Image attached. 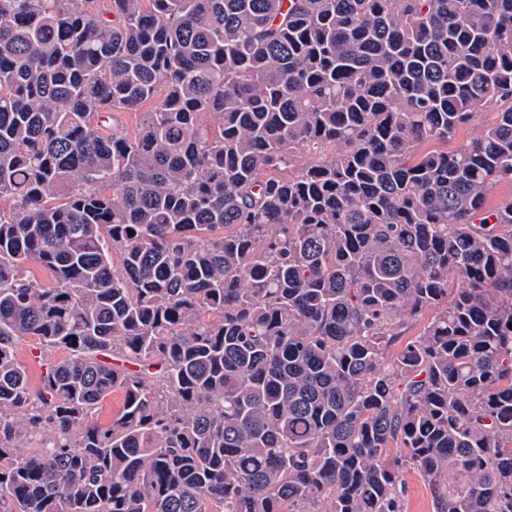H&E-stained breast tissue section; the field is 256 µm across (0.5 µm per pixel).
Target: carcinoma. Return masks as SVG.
Wrapping results in <instances>:
<instances>
[{"label":"carcinoma","mask_w":512,"mask_h":512,"mask_svg":"<svg viewBox=\"0 0 512 512\" xmlns=\"http://www.w3.org/2000/svg\"><path fill=\"white\" fill-rule=\"evenodd\" d=\"M503 182L512 0H0V512H512ZM405 482L408 486L406 512H434L433 497L424 477L410 469L405 473Z\"/></svg>","instance_id":"obj_1"}]
</instances>
